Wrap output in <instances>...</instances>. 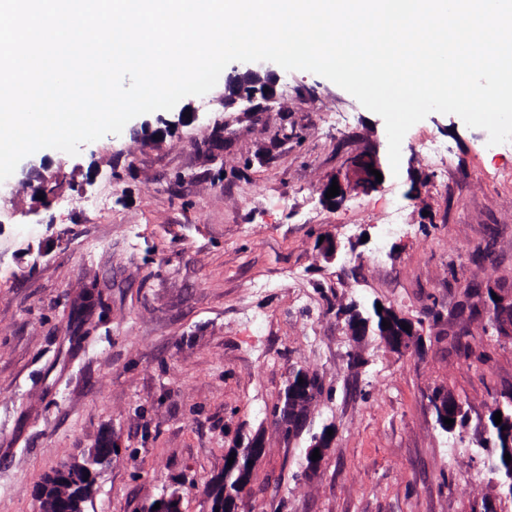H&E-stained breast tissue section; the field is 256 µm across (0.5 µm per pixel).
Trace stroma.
Listing matches in <instances>:
<instances>
[{
    "mask_svg": "<svg viewBox=\"0 0 512 512\" xmlns=\"http://www.w3.org/2000/svg\"><path fill=\"white\" fill-rule=\"evenodd\" d=\"M275 74L273 99L228 108L219 83L191 97L190 124L153 112L0 183V512H36V485L103 436L88 512H143L175 488L182 512H207L227 449L259 429L250 512H512L482 448L512 392V340L482 330L486 289L512 292V141L431 113L398 175L329 207L321 186L352 156L387 159L384 121L324 77ZM160 117L161 146L133 137ZM33 166L59 180L37 202ZM472 288L477 311L459 314ZM88 290L99 302L71 334ZM376 301L417 322L408 355L346 336L345 308ZM295 368L323 386L313 429L336 430L312 481L307 435L273 422ZM438 388L467 414L455 433L436 422Z\"/></svg>",
    "mask_w": 512,
    "mask_h": 512,
    "instance_id": "35a3bbf8",
    "label": "stroma"
}]
</instances>
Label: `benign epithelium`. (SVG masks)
I'll list each match as a JSON object with an SVG mask.
<instances>
[{"instance_id": "1", "label": "benign epithelium", "mask_w": 512, "mask_h": 512, "mask_svg": "<svg viewBox=\"0 0 512 512\" xmlns=\"http://www.w3.org/2000/svg\"><path fill=\"white\" fill-rule=\"evenodd\" d=\"M241 67L245 69V72L228 77L229 93L224 95V104H232L238 100L250 101L258 94L264 97L273 96V86L261 80L257 71L252 68V63L244 62ZM169 127H171V124L168 122L165 123L163 129L154 128L150 123L145 122L138 131V136L144 142L152 144L157 142V138L163 137ZM370 165L379 172H384V166L375 154L352 157L345 172L334 176V179L338 181L340 194L330 199L325 198L324 202L329 205H336L355 191H369L378 188L380 183H378L376 176L370 173V169H368ZM486 317L511 335L512 294L499 296V300L487 308ZM405 324L410 326L407 331L403 330L401 325L393 323L391 327L383 332V335L387 336L383 344L391 352L400 356L408 354L419 339L415 323L407 318ZM345 330L347 335L359 339L371 335L370 325L365 323L360 315L347 322ZM313 394H315V390L311 389L310 384L306 382L299 384L295 382L294 378H289L288 384L280 395L275 415V422L285 437H293L306 425L309 410L314 403V400H312ZM458 404H460L459 399L446 391L435 401L433 408L439 426L446 427L444 418L448 417V408ZM330 428H332L330 424L325 426V429L313 438L307 446L304 473L310 479L321 474L331 448L335 447L336 437H330L327 434V430ZM316 449L320 452V458L314 461L312 460V452ZM265 455L264 435L258 431L250 439L247 447L238 451L236 459H246V465L238 466V492L223 505L224 512H240L243 504L246 503L254 472ZM111 460L112 452L102 448V444L98 443L84 457L75 458L54 470L35 490L39 512H86L85 504L89 497L62 494L57 498L55 497V490L64 488L65 485L72 483L78 476L86 477L93 483L96 482L99 474L97 467L103 466ZM181 501L182 495L179 490L175 489L156 499V502L160 503V508H154V504L151 503L147 506L145 512H182Z\"/></svg>"}]
</instances>
